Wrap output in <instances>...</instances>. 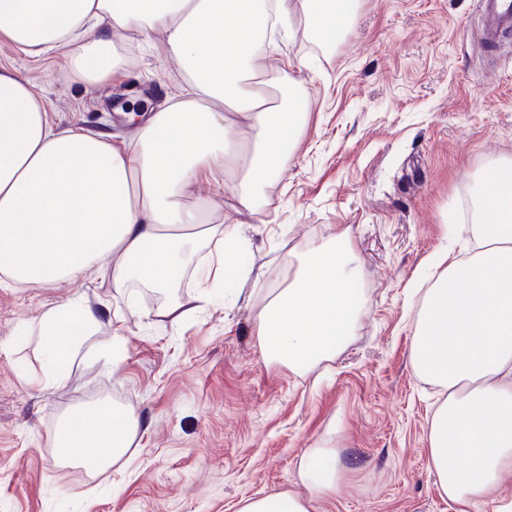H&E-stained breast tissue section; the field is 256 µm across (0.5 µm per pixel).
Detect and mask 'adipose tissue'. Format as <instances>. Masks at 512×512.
Instances as JSON below:
<instances>
[{
  "instance_id": "adipose-tissue-1",
  "label": "adipose tissue",
  "mask_w": 512,
  "mask_h": 512,
  "mask_svg": "<svg viewBox=\"0 0 512 512\" xmlns=\"http://www.w3.org/2000/svg\"><path fill=\"white\" fill-rule=\"evenodd\" d=\"M303 7L310 29L332 42L351 25L356 0H303ZM268 12V0H0V40L31 56L66 50L85 81H109L125 64L126 45L113 31L159 30L190 86L143 115L134 142L120 146L105 134L56 130L28 80L0 70V275L12 284L74 281L106 259L115 285L168 293L220 235L225 248L202 272L223 276L236 228L206 224L181 199L202 175L228 176L250 208L249 189L286 161L300 113L269 102L281 62L265 65L263 88L248 82ZM238 118L252 131L249 142L227 134ZM480 184L470 253L435 274L411 345L415 373L443 394L430 422L428 465L454 512H503L498 492L512 479V160L492 164ZM360 276L345 233L312 243L258 315L263 356L297 371L335 356L354 334L350 286ZM98 323L79 298L43 314V383L64 378L78 348L70 329L91 332ZM117 414L108 402L63 414L54 447L68 448L66 462L106 472L136 435L135 420L119 427ZM344 472L335 449H310L299 465L305 494L247 499L238 512H316Z\"/></svg>"
}]
</instances>
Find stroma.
<instances>
[{
	"label": "stroma",
	"mask_w": 512,
	"mask_h": 512,
	"mask_svg": "<svg viewBox=\"0 0 512 512\" xmlns=\"http://www.w3.org/2000/svg\"><path fill=\"white\" fill-rule=\"evenodd\" d=\"M284 6L265 51L290 62L280 83L301 127L280 172L252 190L253 213L213 179L186 197L209 223L240 228L223 285L185 273L177 296L205 297L195 314L158 321L152 290L129 303L101 264L75 283L0 288V512H238L247 498L302 492L299 460L315 446L348 469L318 512H452L427 464L439 393L415 374L410 347L435 259L467 255L474 179L512 159V61L479 46L476 0H358L331 45L300 0ZM125 38L123 71L96 87L62 49L33 57L0 42V67L28 80L58 130L119 142L134 129L127 111L188 89L162 32ZM341 231L362 270L354 336L302 373L266 360L256 328L270 288L287 284L311 241ZM78 296L99 324L65 380L34 385L40 317ZM96 395L140 428L86 481L52 438L61 411Z\"/></svg>",
	"instance_id": "1"
}]
</instances>
